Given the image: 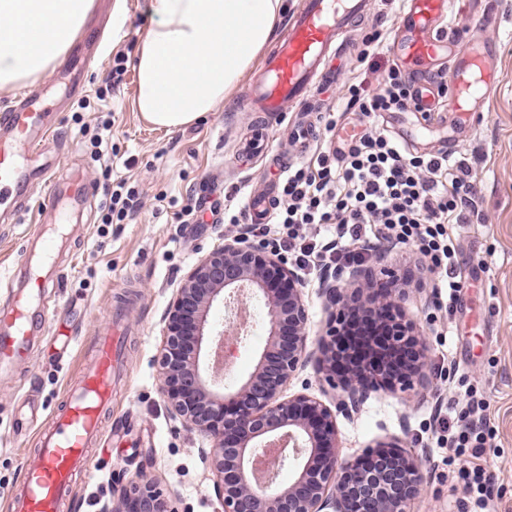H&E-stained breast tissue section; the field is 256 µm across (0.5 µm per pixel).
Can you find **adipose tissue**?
<instances>
[{"mask_svg":"<svg viewBox=\"0 0 512 512\" xmlns=\"http://www.w3.org/2000/svg\"><path fill=\"white\" fill-rule=\"evenodd\" d=\"M93 0H0V88L41 76L81 29ZM285 0H149L135 55L136 103L176 128L217 111L273 43Z\"/></svg>","mask_w":512,"mask_h":512,"instance_id":"obj_1","label":"adipose tissue"}]
</instances>
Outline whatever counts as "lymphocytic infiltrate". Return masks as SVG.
Listing matches in <instances>:
<instances>
[{"instance_id": "f902f5d3", "label": "lymphocytic infiltrate", "mask_w": 512, "mask_h": 512, "mask_svg": "<svg viewBox=\"0 0 512 512\" xmlns=\"http://www.w3.org/2000/svg\"><path fill=\"white\" fill-rule=\"evenodd\" d=\"M379 93L352 90L346 109L360 118L406 109L425 111L419 89L403 79L397 66L382 75ZM337 148L317 143L310 158L289 170L279 185V198L270 223L256 224L251 233L268 237L272 225L282 226L278 249L292 255L305 269H336L359 263L363 253L352 246L367 238L419 242L424 255L438 269L442 287L456 292L459 273L456 247L448 233L452 224H465L475 210L473 167L462 156L443 153L412 155L398 140L368 130H351ZM334 225L336 237L327 241L309 234V227ZM383 342L376 321H354L342 339L339 368L365 362L372 345ZM487 422L482 402L467 399L455 417L441 420L449 449L466 448L474 460L465 473V491L474 512H488L493 480L480 464Z\"/></svg>"}]
</instances>
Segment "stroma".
<instances>
[{
    "label": "stroma",
    "instance_id": "1",
    "mask_svg": "<svg viewBox=\"0 0 512 512\" xmlns=\"http://www.w3.org/2000/svg\"><path fill=\"white\" fill-rule=\"evenodd\" d=\"M123 13L124 36L95 55L80 97L48 69L35 86L51 110L56 135L48 155L60 161L68 178L81 170L97 190L125 182L140 199L138 212L123 221L102 223L98 199L76 205L60 202L62 218L41 216L39 205L50 186L31 181L26 195L33 207L24 223L0 208V314L13 306L21 281L7 276L30 257V243L42 224L54 225L56 247L46 264L48 276L40 306L52 318L51 328L35 332L26 358L0 368V512H11L10 494L22 488L20 460L35 443L46 408L63 404L67 384L91 360L88 346L105 325L111 301L126 286L136 297L125 316V372L102 415L105 443L91 446L90 473L77 481L62 512H100L112 502L114 477L136 480L150 472L178 512H220L214 478L204 453L211 442L165 408L159 386V357L164 343V312L186 274L224 242L227 224L204 214L202 223L182 224L178 216L197 199L242 209L248 196L277 183L283 166L305 161L294 112L258 120L245 111L240 94L193 124L170 131L149 125L138 112L135 52L153 19L148 0H112ZM504 14L501 29L476 26L477 0H451L446 19L463 40L499 38L501 85L483 111L466 117L458 112H385L373 120L377 130L406 138L415 155L447 148L470 158L475 175L478 214L469 224L448 228L456 246L461 288L453 307L440 306L438 278L417 244L366 242L369 255H383L385 265L405 288L401 312L423 328L431 347L429 384L421 394L371 392L357 414L338 416L342 457L349 458L378 441L398 435L424 460L423 488L410 512H470L461 488L469 455L437 447L432 436L438 405L453 404L473 390L487 407V448L481 460L494 477L492 512H512V0H492ZM400 5L375 0L374 17L353 34V51L335 86L324 91L325 110L338 125L356 122L346 111L349 89L373 92L381 87L379 71L360 59L363 38L383 34L377 57L386 66L399 26ZM128 71L119 89H111L115 55ZM112 123V160L98 159L92 137L102 121ZM264 122L263 150L239 161L237 150ZM111 176H104V167Z\"/></svg>",
    "mask_w": 512,
    "mask_h": 512
}]
</instances>
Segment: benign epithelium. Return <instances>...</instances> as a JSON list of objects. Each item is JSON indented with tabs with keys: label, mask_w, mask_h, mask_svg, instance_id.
Returning a JSON list of instances; mask_svg holds the SVG:
<instances>
[{
	"label": "benign epithelium",
	"mask_w": 512,
	"mask_h": 512,
	"mask_svg": "<svg viewBox=\"0 0 512 512\" xmlns=\"http://www.w3.org/2000/svg\"><path fill=\"white\" fill-rule=\"evenodd\" d=\"M344 272L323 270L319 290L331 309L329 339L318 342V371L340 391L335 408L305 393L283 397L296 371L311 359L307 352L308 313L302 283L277 251L247 239L243 231L225 237L224 245L204 257L185 277L169 303L160 361V388L171 413L212 440L207 453L216 477L214 488L222 512H408L419 494L421 461L396 438L383 440L354 459L343 461L337 441V415L356 412L371 389L393 391L429 382L430 345L423 329L400 311L403 289L393 275H373L353 290ZM247 296L267 309L268 336L254 370L228 390L201 366L229 340L237 320L229 317L217 331L208 320L217 300L224 307ZM355 316L377 321L388 353L411 347L416 357L402 369L377 361L336 373L339 342ZM391 458L384 471L363 470L366 459ZM293 465L285 485L256 482L263 466L274 475ZM119 506L103 512H178L155 480L143 473L131 486H117Z\"/></svg>",
	"instance_id": "1"
}]
</instances>
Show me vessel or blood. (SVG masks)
Masks as SVG:
<instances>
[{
    "mask_svg": "<svg viewBox=\"0 0 512 512\" xmlns=\"http://www.w3.org/2000/svg\"><path fill=\"white\" fill-rule=\"evenodd\" d=\"M370 0H299L286 36L269 53L261 74L247 84L242 102L247 111L278 113L284 101L314 112L311 92L335 84L336 60L350 50L342 36L353 24L369 18ZM448 0H404L401 34L393 49L404 64L429 65L447 57L443 71L454 93L447 109L463 111L468 102L484 101L503 75L497 63V44L480 45L450 40L443 22ZM48 107L34 91L20 95L0 112V193L21 188L32 177L51 180L57 163L44 157L42 144L53 133L44 123ZM277 196L276 186L250 195L244 206L247 223H267ZM30 288L10 315L0 323V366L23 355L30 312L41 282L31 275ZM128 328L122 313L109 320L95 355L76 383L70 384L65 404L54 411L49 426L41 428L35 450L22 463L23 484L11 500L12 512H62L74 481L89 469L88 450L99 439L103 407L112 401V384L124 369V338Z\"/></svg>",
    "mask_w": 512,
    "mask_h": 512,
    "instance_id": "1",
    "label": "vessel or blood"
}]
</instances>
